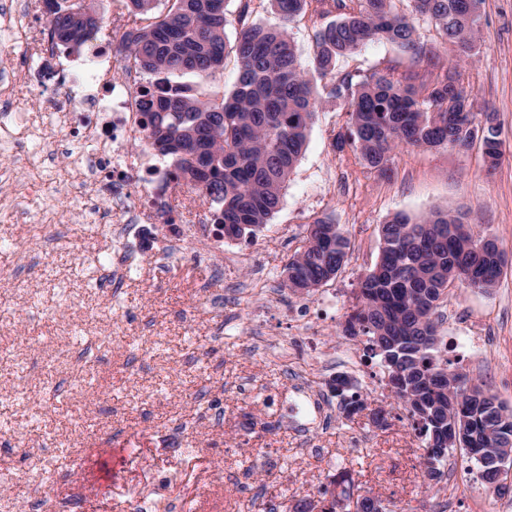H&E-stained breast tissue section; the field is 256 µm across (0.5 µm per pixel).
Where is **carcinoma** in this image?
<instances>
[{
  "label": "carcinoma",
  "mask_w": 512,
  "mask_h": 512,
  "mask_svg": "<svg viewBox=\"0 0 512 512\" xmlns=\"http://www.w3.org/2000/svg\"><path fill=\"white\" fill-rule=\"evenodd\" d=\"M337 19L314 34L313 67L299 62L288 24L309 2ZM229 0H126L136 27L123 35L116 51L152 76L140 91L143 126L148 145L172 157V177L199 189L216 204L215 224L224 238L252 240L278 210L282 191L306 144L322 101L315 83L333 75L337 62L368 42L384 40L431 61L433 46L420 41L414 18L429 20L461 58L474 49L481 13L470 0H409L411 15L397 10L395 0H269L279 24L253 22L228 46ZM103 13L92 0H80L76 13L46 18V26L65 50L80 47L102 27ZM235 52L238 80L233 92L220 99L201 100L193 85L171 81L192 74L212 80L224 70L227 48ZM418 75L401 77L373 72L355 78L348 74L332 83L328 97L349 115L348 131L337 137L341 146L356 149L365 164L385 175L390 151L400 145L422 148H468L479 144L484 161L496 167L503 156L500 125L493 112L472 111V91L458 69L416 83ZM329 218L307 229L306 246L285 266L284 285L292 292L310 293L336 278L350 250L349 239L335 231L319 232ZM228 224H247L244 236L225 231ZM382 241L380 270L359 279L358 301L347 314L342 335L366 337V351L385 358L378 336L386 334L388 352L407 365L405 389L422 394L429 416L404 407L411 427L421 438L426 487L441 482L448 455L436 456L447 436L449 419L467 418L464 435L445 447L466 449L470 440H486L512 453V409L483 384L473 390L485 395L484 409L473 412L468 397L451 404L434 377L458 372L440 355L439 317L450 290L460 284L487 291L495 287L505 264L497 245L478 248L488 235L474 232L463 212H433L415 220L396 213L379 227ZM342 398L346 415L363 409L348 386H332ZM354 479L348 470L334 477L340 488L336 503L350 497Z\"/></svg>",
  "instance_id": "1"
}]
</instances>
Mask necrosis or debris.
<instances>
[{
	"mask_svg": "<svg viewBox=\"0 0 512 512\" xmlns=\"http://www.w3.org/2000/svg\"><path fill=\"white\" fill-rule=\"evenodd\" d=\"M45 0H0V18L9 23V38L21 44L25 59L20 66L0 73V108L18 109L20 92L47 83L70 89V96L54 101L51 114L58 130L76 134L80 151L72 155L66 182L85 211L103 224H152L182 222L194 212L197 237L209 241L212 213L196 207L194 197L179 192L168 175L169 167L146 146V131L139 110V92L145 79L132 63H125L121 81L112 79L109 51L96 38L88 40L91 69L74 70L64 64L53 34L37 29L32 19ZM140 143L138 152L126 151L127 143ZM111 193L112 207L100 205L103 193Z\"/></svg>",
	"mask_w": 512,
	"mask_h": 512,
	"instance_id": "1",
	"label": "necrosis or debris"
}]
</instances>
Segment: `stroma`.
I'll return each mask as SVG.
<instances>
[{"label":"stroma","instance_id":"35a3bbf8","mask_svg":"<svg viewBox=\"0 0 512 512\" xmlns=\"http://www.w3.org/2000/svg\"><path fill=\"white\" fill-rule=\"evenodd\" d=\"M228 41L241 27L276 23L268 0H229ZM437 63L413 61L376 41L341 60L337 76L389 71L428 78L458 67L476 111L494 110L504 155L488 168L479 147L401 146L388 175L367 167L352 147L335 148L348 116L324 101L278 211L254 240L203 245L191 224H153L112 237L109 225L85 214L59 187L51 201L67 238L39 253L32 227L43 202L32 198L11 224L0 223V471L29 480L26 500L0 480V512H251L253 505L312 499L336 468L354 472L355 492L380 499L389 512H512V492L498 495L463 451L453 450L435 490L423 478L425 449L392 393L380 358L365 354V337L342 326L357 284L381 252L379 226L390 215L434 210L468 212L476 228L497 237L507 263L495 288L459 287L443 309L442 354L457 372L484 381L512 407V0H484L474 54L457 62L433 24L416 23ZM79 142L45 128L26 155L0 150V200L29 180L26 156L47 153L45 167L65 173ZM328 217L350 241L348 260L326 288L294 293L283 285L289 258L305 246L306 229ZM131 254L125 284L111 295L100 278L104 248ZM265 276L276 297L240 305L230 287ZM301 308L310 335H296L287 311ZM105 340L84 366L69 355L88 339ZM356 355L349 372L365 403L345 418L333 409L323 424L303 427L289 408L291 379H333L316 349ZM385 413L384 425L373 421Z\"/></svg>","mask_w":512,"mask_h":512}]
</instances>
